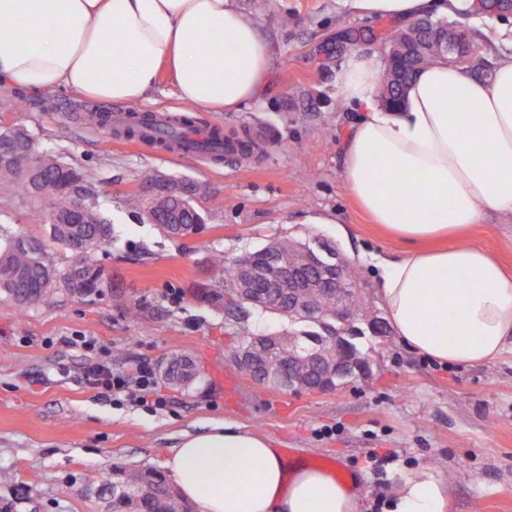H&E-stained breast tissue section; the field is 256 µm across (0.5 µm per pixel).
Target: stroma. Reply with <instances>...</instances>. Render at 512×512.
Masks as SVG:
<instances>
[{
    "label": "stroma",
    "instance_id": "obj_1",
    "mask_svg": "<svg viewBox=\"0 0 512 512\" xmlns=\"http://www.w3.org/2000/svg\"><path fill=\"white\" fill-rule=\"evenodd\" d=\"M276 52L256 102L236 112H206L222 131L250 128L263 140L252 158L201 161L123 141L96 115L114 106L59 88L28 94L0 86V130L21 126L38 150L72 167L101 174L100 201L112 218V244L97 255L100 292L60 296L20 311L0 297V512H104L83 476L108 473L112 463L165 470L184 435L234 422L275 440L290 459L308 466L336 462L361 488L363 512L386 494L398 469L426 463L443 471L451 512H512V352L476 366H447L401 343L392 328L356 344L371 362L368 377L331 394L257 386L232 354L241 336L285 333L275 314L253 312L238 322L214 295L207 253L227 258L274 241H332L350 263L363 252L403 251L358 207L342 175V145L352 107L338 95L346 58L360 52L383 64L384 50L404 23L370 20L339 0H239ZM508 13L484 14L482 24L451 17L472 30L481 56L497 63L495 39ZM196 187L204 224L172 238L132 208L152 178ZM33 203L0 195V221L26 238L44 239L47 219ZM472 241L496 255L512 275V215L486 212ZM140 306L131 319L127 304ZM94 340V354L124 369L155 370L163 406L143 407L102 396L85 377L87 356L72 345ZM189 357L198 376L185 385L164 376L169 359ZM381 459L371 463L369 455Z\"/></svg>",
    "mask_w": 512,
    "mask_h": 512
}]
</instances>
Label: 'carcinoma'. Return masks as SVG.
<instances>
[{
  "mask_svg": "<svg viewBox=\"0 0 512 512\" xmlns=\"http://www.w3.org/2000/svg\"><path fill=\"white\" fill-rule=\"evenodd\" d=\"M386 64L382 73V103L396 108L404 99L405 88L425 66L440 58L431 50L420 61L403 52L398 45L390 44L385 53ZM8 152L11 160L0 162V193L34 199H46L51 205V215H68L77 212L75 224H50L48 241L16 235L7 224H0V295L11 299L24 311L28 307L49 302L59 294L90 295L103 285L102 270L97 264L98 252L112 243V222L104 214L96 198L98 171L93 167L74 169L60 163L53 155L37 151L30 133L23 128L0 132V154ZM182 194L169 198L159 205L147 203L143 207L146 220L155 224L168 236L176 235V225L169 223V213L178 214L185 234H193L203 224L200 210L193 204V186L181 183ZM69 250L66 266L59 268L51 259L50 244ZM276 252L280 263L291 262L298 269L308 267L307 256L297 250L288 253V243L272 242L266 247L245 253L233 259L224 252L209 253V262L215 278L224 286L229 296L226 304L238 311L246 320L250 310L276 314L282 318L295 316L290 310L288 295L268 283L269 275L253 278L252 288L240 294L233 284L240 278L238 262L247 261L251 266L263 268L270 265L267 253ZM325 321L332 322L336 310V293L322 286H315L305 293ZM288 367V341L268 349L259 356L256 368L268 378V386L288 389L283 379ZM114 482L125 486L122 495H110L107 477L95 472L84 475L83 481L92 491L100 492L99 499L112 512H194L192 504L173 490L166 476L154 468L132 469L112 464Z\"/></svg>",
  "mask_w": 512,
  "mask_h": 512,
  "instance_id": "carcinoma-1",
  "label": "carcinoma"
}]
</instances>
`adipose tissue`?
Instances as JSON below:
<instances>
[{
	"label": "adipose tissue",
	"instance_id": "ef3b65f1",
	"mask_svg": "<svg viewBox=\"0 0 512 512\" xmlns=\"http://www.w3.org/2000/svg\"><path fill=\"white\" fill-rule=\"evenodd\" d=\"M361 17L403 22L474 15L475 0H342ZM273 43L237 0H0V86L61 87L92 101L143 103L168 74L205 112L256 101ZM381 74L352 54L338 76L355 114L343 178L399 256L372 252L376 296L396 336L439 363L475 365L512 350V278L468 235L484 210L512 214V56L491 79L439 59L400 108L380 104ZM196 512H360L353 485L288 466L274 441L235 423L185 437L167 462ZM433 466L400 471L384 512H449Z\"/></svg>",
	"mask_w": 512,
	"mask_h": 512
}]
</instances>
